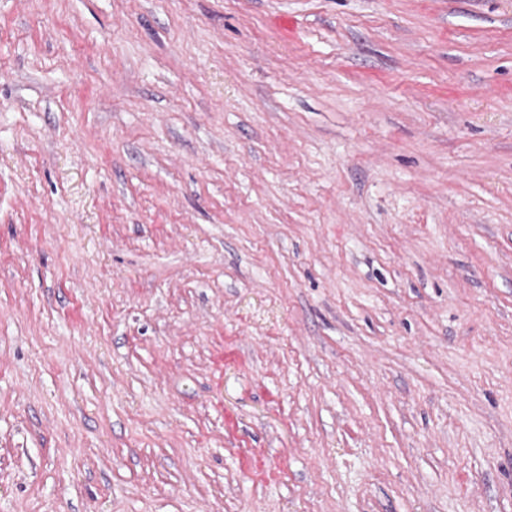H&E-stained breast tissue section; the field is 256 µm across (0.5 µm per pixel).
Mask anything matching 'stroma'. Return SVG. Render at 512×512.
Returning a JSON list of instances; mask_svg holds the SVG:
<instances>
[{"label":"stroma","mask_w":512,"mask_h":512,"mask_svg":"<svg viewBox=\"0 0 512 512\" xmlns=\"http://www.w3.org/2000/svg\"><path fill=\"white\" fill-rule=\"evenodd\" d=\"M0 512H512V0H0Z\"/></svg>","instance_id":"obj_1"}]
</instances>
